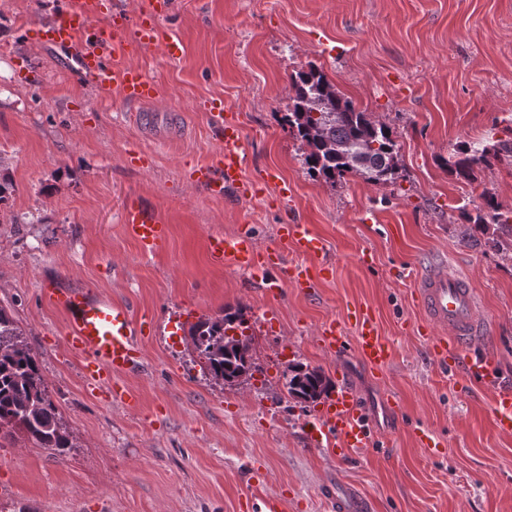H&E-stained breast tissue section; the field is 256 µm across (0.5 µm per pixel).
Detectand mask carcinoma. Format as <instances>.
Returning a JSON list of instances; mask_svg holds the SVG:
<instances>
[{"label": "carcinoma", "instance_id": "1", "mask_svg": "<svg viewBox=\"0 0 512 512\" xmlns=\"http://www.w3.org/2000/svg\"><path fill=\"white\" fill-rule=\"evenodd\" d=\"M291 106L284 121L287 131L307 147L305 164L310 176L336 183L347 175L384 185L398 177V148L394 131L372 113L336 91L319 68L298 71L292 80ZM512 157V139L489 145L478 141L459 145L448 161V171L459 180L472 178L475 167L500 154ZM488 212L466 215L472 228L484 236V244L500 251L512 248V216L500 212L492 196L484 197ZM246 323L240 311L224 312L198 320L189 336L204 360L207 375L233 384L252 368L238 343L225 339L233 325ZM284 388L301 403H317L328 397L334 384L322 370L300 363L284 374ZM15 432L56 458L73 447L50 399L41 366L23 340L13 316L0 306V432Z\"/></svg>", "mask_w": 512, "mask_h": 512}]
</instances>
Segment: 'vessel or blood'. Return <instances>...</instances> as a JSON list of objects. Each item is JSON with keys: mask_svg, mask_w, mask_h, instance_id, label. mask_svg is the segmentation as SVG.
Instances as JSON below:
<instances>
[{"mask_svg": "<svg viewBox=\"0 0 512 512\" xmlns=\"http://www.w3.org/2000/svg\"><path fill=\"white\" fill-rule=\"evenodd\" d=\"M169 9L170 0H150L148 8L140 9L135 23L130 24L117 0H63L49 19L38 22L36 36L38 42L67 52L91 90L105 93L116 87L126 102L147 108L159 98L157 82L141 68L118 63L117 58L133 45L153 48L158 42L156 19ZM213 117L220 130L219 157L216 163L197 165L190 176L210 197L220 199L228 191L251 197L254 185L243 174L242 129L223 112H214ZM123 219L144 251H154L165 242L168 228L164 220L135 199L127 200ZM276 236L281 243L277 249H259L253 237L243 232L211 235L207 247L214 263L244 271L261 270L260 288L267 297H278L287 284L314 293L318 279L326 277L331 267L323 264L315 269L305 260L323 251L322 239L310 225L293 219L278 225ZM285 245L302 255V262L285 266L281 251ZM417 295L425 328L445 331L444 336L427 339L432 362L441 370L462 374L469 382L496 388L495 424L501 432L511 434L512 389L499 387L497 363L482 347L488 330L479 317L476 294L468 280L447 268H435L419 277ZM49 299L65 314V345L81 355V373L87 386L134 405L135 394L119 385L118 379L141 367L142 342L151 329L149 317L132 316L126 306L82 288L54 291ZM348 325L354 331L350 339L344 334ZM317 341L333 358L341 357L346 348H354L358 362L375 374L385 372L392 357V348L374 316L361 308L349 310L346 321L325 320ZM375 432L372 419L348 384L338 385L316 411L315 433L326 436L333 458L343 460L368 447ZM330 500L334 512H369L371 508L369 499L354 486L337 489Z\"/></svg>", "mask_w": 512, "mask_h": 512, "instance_id": "b4317fda", "label": "vessel or blood"}]
</instances>
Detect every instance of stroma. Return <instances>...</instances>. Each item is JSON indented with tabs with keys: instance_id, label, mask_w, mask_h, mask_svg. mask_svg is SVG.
I'll return each mask as SVG.
<instances>
[{
	"instance_id": "1",
	"label": "stroma",
	"mask_w": 512,
	"mask_h": 512,
	"mask_svg": "<svg viewBox=\"0 0 512 512\" xmlns=\"http://www.w3.org/2000/svg\"><path fill=\"white\" fill-rule=\"evenodd\" d=\"M59 0H0V306L24 333L74 446L64 459L22 436L0 439V512H260L262 495L288 512H330L324 484L355 485L373 512H512V434L494 423L491 389L435 367L420 333L418 277L446 265L470 276L489 328L485 348L512 386V262L465 234L463 213L493 194L512 212V159H490L462 183L456 147L512 138V0H172L160 26L181 44L136 51L128 63L158 82L141 125L119 92L100 97L60 50L32 29ZM389 124L400 170L372 185L310 177L306 148L283 127L291 79L308 65ZM239 121L244 175L260 192L214 199L188 177L217 159L212 100ZM294 193L281 201L268 171ZM134 197L168 227L144 252L123 207ZM311 225L335 269L315 295L278 299L258 276L212 262L211 234L248 232L277 246V225ZM102 291L155 321L142 372L123 376L136 407L91 391L63 341L48 291ZM373 307L393 346L371 375L347 354L329 358L316 332L353 306ZM227 307L243 309L254 369L234 385L203 376L187 335ZM301 362L347 374L367 411L400 397L399 424L339 461L312 446L316 405L288 397L282 375ZM440 441L431 452L415 438Z\"/></svg>"
}]
</instances>
